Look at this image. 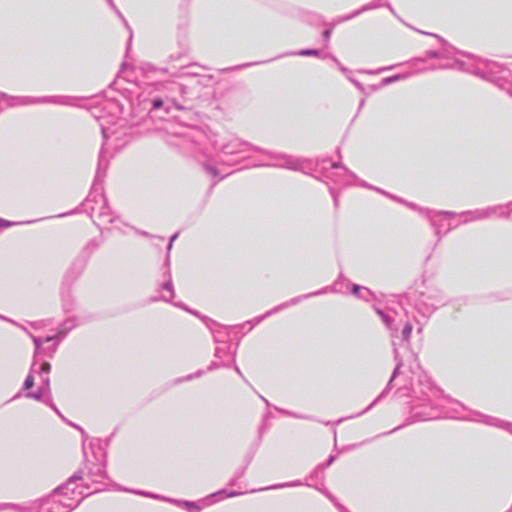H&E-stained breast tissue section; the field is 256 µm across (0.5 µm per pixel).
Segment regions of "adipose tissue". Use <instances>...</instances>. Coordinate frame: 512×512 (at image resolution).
<instances>
[{
	"label": "adipose tissue",
	"mask_w": 512,
	"mask_h": 512,
	"mask_svg": "<svg viewBox=\"0 0 512 512\" xmlns=\"http://www.w3.org/2000/svg\"><path fill=\"white\" fill-rule=\"evenodd\" d=\"M134 64L244 157L112 138ZM60 498L512 512V0H0V512ZM385 312L393 325L394 336L398 339L399 345L407 349L413 331L427 312V303L422 293L416 297L397 300L386 306ZM402 366L404 389L412 401L415 402V406L422 411L438 407L439 401L431 393L427 380L411 358L405 356Z\"/></svg>",
	"instance_id": "obj_1"
}]
</instances>
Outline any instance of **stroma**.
Here are the masks:
<instances>
[{
  "label": "stroma",
  "mask_w": 512,
  "mask_h": 512,
  "mask_svg": "<svg viewBox=\"0 0 512 512\" xmlns=\"http://www.w3.org/2000/svg\"><path fill=\"white\" fill-rule=\"evenodd\" d=\"M221 85V79L184 66L162 76L149 67L134 66L124 84L103 94L98 108L113 136L140 130L188 135L200 139L211 163L219 167L240 155L239 150L225 146L216 115ZM385 312L400 346L405 348L427 312V303L420 296L400 299L386 306Z\"/></svg>",
  "instance_id": "stroma-1"
}]
</instances>
